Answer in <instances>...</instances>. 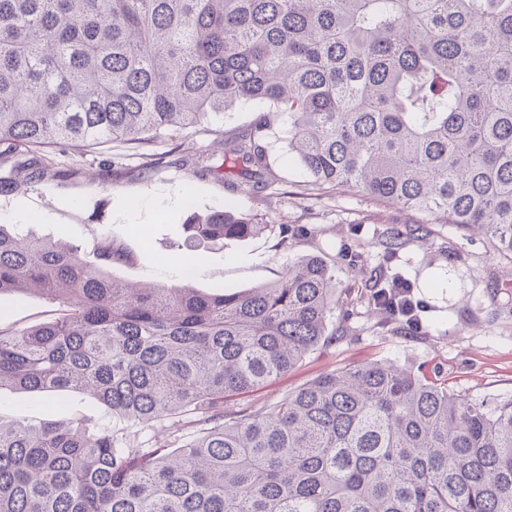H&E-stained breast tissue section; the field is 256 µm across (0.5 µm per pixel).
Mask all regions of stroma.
Wrapping results in <instances>:
<instances>
[{
	"label": "stroma",
	"instance_id": "stroma-1",
	"mask_svg": "<svg viewBox=\"0 0 512 512\" xmlns=\"http://www.w3.org/2000/svg\"><path fill=\"white\" fill-rule=\"evenodd\" d=\"M256 112L237 107L203 130L166 134L135 147L119 142L80 153L61 144L45 153L0 152V224L91 250L101 236L121 244L127 261L112 264L119 280L237 292L277 280L295 261L317 256L332 268L339 303L326 338L287 375L229 398L233 410L258 411L316 377L352 365L393 362L448 384L476 402L512 399V258L486 237L453 224L424 223L416 213L348 191H308L288 151L287 119L270 149L272 185L255 193L239 177L194 172L199 154L251 128ZM46 168L34 176L35 164ZM253 217L262 234L222 243L190 239L191 213L221 208ZM402 244L385 262L391 232ZM362 256L354 271L350 254ZM411 282L423 305L422 327L376 307L370 276L380 268ZM55 303L32 293L0 295V324L26 327L51 318ZM0 418L39 425L68 418L111 424L108 409L79 392L37 395L0 391Z\"/></svg>",
	"mask_w": 512,
	"mask_h": 512
}]
</instances>
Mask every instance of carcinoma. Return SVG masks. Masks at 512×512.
<instances>
[{"instance_id":"cac0c4a2","label":"carcinoma","mask_w":512,"mask_h":512,"mask_svg":"<svg viewBox=\"0 0 512 512\" xmlns=\"http://www.w3.org/2000/svg\"><path fill=\"white\" fill-rule=\"evenodd\" d=\"M237 105L265 109L201 171L263 191L286 115L305 189L364 193L512 255V0H0V144L142 146ZM264 228L224 210L186 224L206 241ZM92 254L0 225V294L60 306L0 326V389L80 391L182 435L0 420V512H512V400L487 409L374 362L224 412L321 342L325 261L203 293L116 284L108 237Z\"/></svg>"}]
</instances>
